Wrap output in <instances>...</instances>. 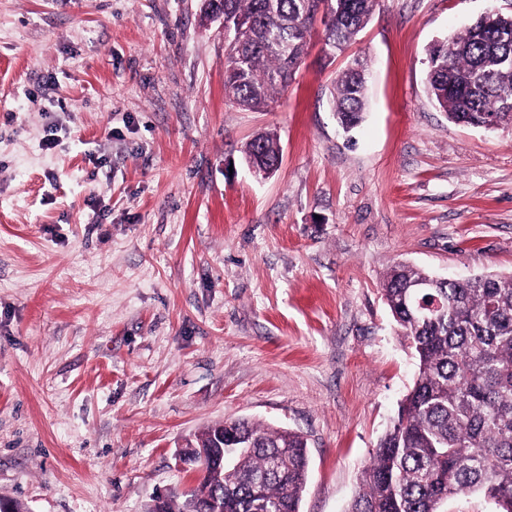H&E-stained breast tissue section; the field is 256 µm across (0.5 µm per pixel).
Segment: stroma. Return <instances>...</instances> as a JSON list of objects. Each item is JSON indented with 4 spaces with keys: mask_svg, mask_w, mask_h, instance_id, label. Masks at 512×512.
Instances as JSON below:
<instances>
[{
    "mask_svg": "<svg viewBox=\"0 0 512 512\" xmlns=\"http://www.w3.org/2000/svg\"><path fill=\"white\" fill-rule=\"evenodd\" d=\"M204 7L0 0V497L32 512H148L239 418L306 438L301 512H346L416 371L387 269L512 274V126L425 89L433 40L512 0H378L332 57L314 21L268 112L226 101ZM357 55L348 136L328 96ZM243 157L251 170L259 175L262 171L273 174L280 161V148L276 136L271 133H262L251 139L243 150Z\"/></svg>",
    "mask_w": 512,
    "mask_h": 512,
    "instance_id": "35a3bbf8",
    "label": "stroma"
}]
</instances>
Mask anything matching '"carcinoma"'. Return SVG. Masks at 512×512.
I'll use <instances>...</instances> for the list:
<instances>
[{"mask_svg":"<svg viewBox=\"0 0 512 512\" xmlns=\"http://www.w3.org/2000/svg\"><path fill=\"white\" fill-rule=\"evenodd\" d=\"M326 54L342 52L369 22L377 0H224V15L250 20L248 33L224 35V92L232 103L267 110L288 87L306 53L320 5ZM428 50L427 91L455 124L512 125V15L448 36ZM356 58L336 79L331 105L346 133L364 119ZM257 172H275L276 136L262 133L243 150ZM432 273L405 263L389 268L382 295L416 360L411 388L361 472L347 512H443L454 497L480 494L512 512V274L450 282L427 297L408 284ZM245 447L227 468L206 465L189 494L168 512L211 499L224 512H300L307 440L296 432L239 420Z\"/></svg>","mask_w":512,"mask_h":512,"instance_id":"cac0c4a2","label":"carcinoma"}]
</instances>
